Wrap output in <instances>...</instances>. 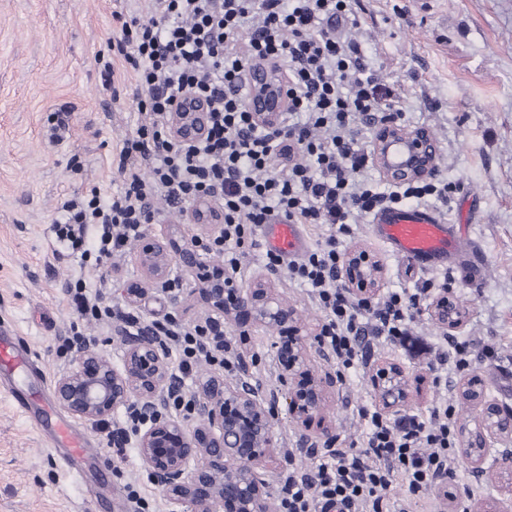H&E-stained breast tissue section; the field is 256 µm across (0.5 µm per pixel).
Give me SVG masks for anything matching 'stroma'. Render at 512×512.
<instances>
[{
    "label": "stroma",
    "mask_w": 512,
    "mask_h": 512,
    "mask_svg": "<svg viewBox=\"0 0 512 512\" xmlns=\"http://www.w3.org/2000/svg\"><path fill=\"white\" fill-rule=\"evenodd\" d=\"M149 6V0H0V322L29 343L49 384L67 359L61 345L72 327L95 337L112 362L123 354L112 322L71 314L67 287L80 280L104 304L125 303L126 286L140 278L133 250L102 272L58 245L51 226L64 201L93 190L107 200L120 189L114 161L141 115L131 95L135 77L115 60L112 45L120 36L119 16ZM354 16L351 32L369 67L396 82L413 126L435 135L437 171L456 186L439 215L462 225L465 244L487 258L478 283L457 270L423 271L389 254L371 237L367 219H358L347 249L365 248L382 263L384 290L412 293L425 286L434 296L450 286L466 311L457 336L469 343L467 369H438L443 332L421 309L412 331L423 350L380 343L368 359L398 363L422 379L421 397L403 415L429 416L445 399L456 409V428L472 429L475 414L456 396L461 379H480L490 399L512 409V0H355ZM107 63L108 81L102 76ZM276 277L280 298L297 307L302 324L322 326L307 288L286 271ZM139 310L148 320L172 313L188 325L208 316L197 303L173 305L170 293L158 287L149 288ZM229 332L237 359L275 386L277 329L233 326ZM489 346L495 357L486 356ZM313 365L338 377L322 415L336 429V449L351 451L365 432L358 408L378 405L366 364L347 370L317 358ZM123 421L119 414L102 425H84L106 462L79 482L0 394V512H135L133 489L151 501L152 512H168L137 448L127 445L119 457L108 447V432ZM452 467L448 489L461 495L457 512H475L497 495L496 484L474 474L463 456ZM91 485L101 493L93 508Z\"/></svg>",
    "instance_id": "35a3bbf8"
}]
</instances>
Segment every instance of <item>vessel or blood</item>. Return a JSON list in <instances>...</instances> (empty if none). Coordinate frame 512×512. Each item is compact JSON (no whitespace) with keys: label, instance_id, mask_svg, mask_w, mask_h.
<instances>
[{"label":"vessel or blood","instance_id":"1","mask_svg":"<svg viewBox=\"0 0 512 512\" xmlns=\"http://www.w3.org/2000/svg\"><path fill=\"white\" fill-rule=\"evenodd\" d=\"M373 239L400 259L422 270L457 267L469 279L483 275L484 258L477 250H464L463 236L456 225L447 223L431 209L401 206L383 210L369 221ZM267 248L294 260L308 249V240L298 225L284 219L262 228ZM44 373L22 337L0 326V391L12 395L18 407L39 429L49 448L69 470H76L87 455L96 453L95 442L70 421L55 412L53 395L43 383Z\"/></svg>","mask_w":512,"mask_h":512}]
</instances>
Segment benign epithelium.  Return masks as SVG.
I'll return each instance as SVG.
<instances>
[{
  "instance_id": "7a95c632",
  "label": "benign epithelium",
  "mask_w": 512,
  "mask_h": 512,
  "mask_svg": "<svg viewBox=\"0 0 512 512\" xmlns=\"http://www.w3.org/2000/svg\"><path fill=\"white\" fill-rule=\"evenodd\" d=\"M251 95L246 105L257 124L277 125L288 109L285 72L260 66L249 73ZM205 105L189 96L180 98L170 116V131L179 141H197L207 134ZM373 163L390 183L431 178L437 167L438 146L426 128H409L388 118L377 125L370 144ZM180 230L169 228L143 238L134 260L141 280L126 288L129 305L137 306L147 286L166 282L172 260L195 276L189 296L224 318V323L276 326L293 337L273 343L272 364L278 386L263 390L247 366L233 382L220 376L198 381L191 416L174 414L170 397L180 380L156 336H123L121 363L116 365L94 341L70 353L55 375L54 392L73 417L99 425L121 409L135 408L140 425L134 433L142 467L163 491L169 512H272V493L266 476L284 468L274 408L285 401L300 428L304 454L317 456L332 449L335 429L322 425L312 432L318 415L337 385L336 375L311 366L312 355L330 357L320 334L300 325L296 307L279 299L272 274L260 272L244 288L235 287L224 265L209 264L191 240L180 241ZM345 288L366 298L380 292L384 268L364 249H355L342 270ZM430 318L446 333L461 329L466 313L449 290L426 307ZM375 372L378 402L385 413H397L413 397L405 371L397 364H368ZM457 397L477 410V428L463 435L460 452L472 470L498 483L500 496L484 500L480 512H512V448H496L512 440V412L487 399L474 378L462 380Z\"/></svg>"
}]
</instances>
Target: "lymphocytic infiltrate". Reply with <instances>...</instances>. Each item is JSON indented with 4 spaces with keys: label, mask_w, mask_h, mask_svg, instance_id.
I'll return each instance as SVG.
<instances>
[{
    "label": "lymphocytic infiltrate",
    "mask_w": 512,
    "mask_h": 512,
    "mask_svg": "<svg viewBox=\"0 0 512 512\" xmlns=\"http://www.w3.org/2000/svg\"><path fill=\"white\" fill-rule=\"evenodd\" d=\"M351 13L352 0H153L149 17L123 21L116 53L135 73L146 120L118 154L120 190L107 201L95 192L63 202L53 227L57 240L77 247L92 238L96 264L105 268L144 235L157 214L155 200L185 216L201 204L223 227L200 248L223 255L233 277L245 244L255 243L274 217L323 224L329 233L302 261L288 264L269 251L266 267L287 270L309 288L325 313L322 334L343 368L364 363L375 341L405 342L419 294L353 297L341 279L345 239L356 218L391 206H444L454 186L443 178L390 184L369 177L366 136L374 121L383 112L405 125L410 119L345 30ZM267 62L284 67L288 77L289 108L273 127L258 125L246 108L249 71ZM180 94L207 106L202 140L170 135ZM71 308L80 317L118 321L130 336L167 339L179 379L202 361L227 373L237 368L235 346L214 319L188 327L169 314L147 323L136 310L99 307L82 285ZM359 416L366 426L360 451L331 452L315 469L289 472L280 512H391L395 484L418 497L451 467L456 438L448 402L425 419L391 421L367 407Z\"/></svg>",
    "instance_id": "obj_1"
}]
</instances>
